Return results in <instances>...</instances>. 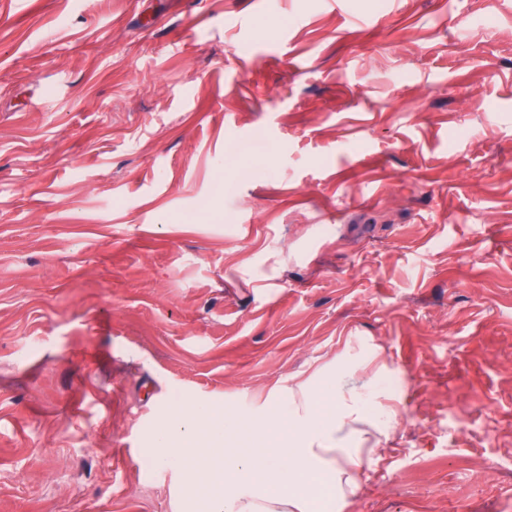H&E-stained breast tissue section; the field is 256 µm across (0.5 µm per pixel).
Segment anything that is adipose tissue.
I'll list each match as a JSON object with an SVG mask.
<instances>
[{
  "mask_svg": "<svg viewBox=\"0 0 512 512\" xmlns=\"http://www.w3.org/2000/svg\"><path fill=\"white\" fill-rule=\"evenodd\" d=\"M287 410L263 417L178 402L150 454L184 462L188 499L203 477L204 512H335L356 492L369 456L360 448L363 427L390 422L393 407L370 386L336 382L325 411L303 381L286 391Z\"/></svg>",
  "mask_w": 512,
  "mask_h": 512,
  "instance_id": "1",
  "label": "adipose tissue"
}]
</instances>
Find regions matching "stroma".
<instances>
[{
    "mask_svg": "<svg viewBox=\"0 0 512 512\" xmlns=\"http://www.w3.org/2000/svg\"><path fill=\"white\" fill-rule=\"evenodd\" d=\"M323 367L345 512H512V0H0V512H174L173 400Z\"/></svg>",
    "mask_w": 512,
    "mask_h": 512,
    "instance_id": "35a3bbf8",
    "label": "stroma"
}]
</instances>
